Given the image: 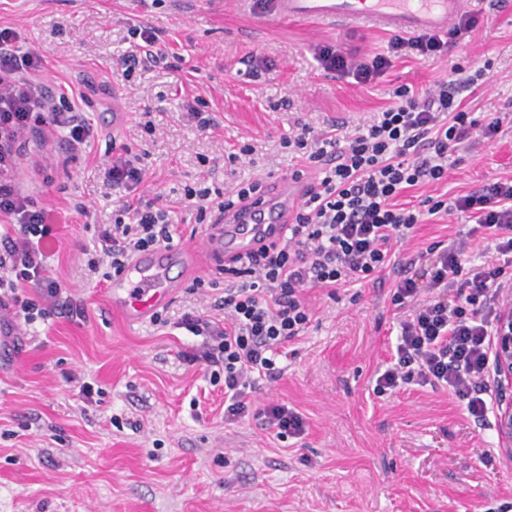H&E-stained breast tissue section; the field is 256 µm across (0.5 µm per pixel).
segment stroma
Wrapping results in <instances>:
<instances>
[{
	"label": "stroma",
	"instance_id": "35a3bbf8",
	"mask_svg": "<svg viewBox=\"0 0 512 512\" xmlns=\"http://www.w3.org/2000/svg\"><path fill=\"white\" fill-rule=\"evenodd\" d=\"M470 13L479 24L465 41L430 58L393 59L382 78L361 84L320 69L315 46L368 57L386 52L391 32L268 24L242 0L220 8L213 0H0V24L19 32L20 46L39 49L41 82L80 104L95 127L72 161L66 129L45 126L18 170L20 187L56 223L44 248L81 312L36 321L19 348L0 354V512H512V458L496 416L475 420L457 397L427 386L374 391L396 340L393 273L332 298L308 291L306 334L278 357L280 378L259 379L252 395L255 407L284 403L305 418V435L282 441L250 416L225 423L223 385L182 358L202 339L180 319L215 301L213 290L190 289L205 268L184 276L162 322L131 325L88 277L80 251L93 243L92 225L112 221L117 195L103 170L124 147L147 170L142 193L176 202L179 246L201 243L206 230L179 205L185 187L228 194L302 168L282 145L300 124L332 123L337 137L350 136L396 87L418 91L447 80L453 64L487 61L484 83L459 97L478 116L502 111L512 101V0H472ZM138 24L155 28L171 56L126 76L116 62L133 51L129 30ZM116 86L126 110L117 133ZM195 92L218 128L202 132L183 118ZM245 144L255 146L253 159L230 161ZM457 157L447 181L412 188L403 202L511 178L512 123L494 144ZM78 201L90 205V220L73 212ZM470 226L462 213L427 214L394 249L417 259ZM86 383L94 388L87 399Z\"/></svg>",
	"mask_w": 512,
	"mask_h": 512
}]
</instances>
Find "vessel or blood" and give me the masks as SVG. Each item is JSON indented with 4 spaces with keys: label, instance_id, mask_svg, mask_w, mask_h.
I'll list each match as a JSON object with an SVG mask.
<instances>
[{
    "label": "vessel or blood",
    "instance_id": "obj_1",
    "mask_svg": "<svg viewBox=\"0 0 512 512\" xmlns=\"http://www.w3.org/2000/svg\"><path fill=\"white\" fill-rule=\"evenodd\" d=\"M468 0H260L259 12L270 22L337 26L358 30L379 27L405 34H445L457 24ZM307 175L278 177L244 204L227 211L206 231L211 262L244 255L279 241L303 199ZM196 261L193 252L163 248L133 257L112 275V306L127 320L140 323L168 303L179 288L180 271Z\"/></svg>",
    "mask_w": 512,
    "mask_h": 512
}]
</instances>
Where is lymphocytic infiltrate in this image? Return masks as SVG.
Here are the masks:
<instances>
[{"label": "lymphocytic infiltrate", "mask_w": 512, "mask_h": 512, "mask_svg": "<svg viewBox=\"0 0 512 512\" xmlns=\"http://www.w3.org/2000/svg\"><path fill=\"white\" fill-rule=\"evenodd\" d=\"M477 25L463 17L448 36L421 34L395 37L387 53L370 61L351 62L327 44L314 58L326 72L367 83L381 77L392 57L413 53L428 57L445 42H459ZM18 36L0 25V308L14 322L32 324L60 309L63 284L51 273L43 244L53 234L50 213L15 183L26 137L49 123L67 131V151L82 152L94 133L85 113L59 111L52 93L39 81L43 59L36 48L19 49ZM452 80L417 93L394 90L391 102L356 128L347 139L334 130L300 133L285 147L304 155L311 181L304 200L284 238L235 257L218 270L217 278H195L193 287H223L215 302L223 323L209 315L184 313L183 325L206 337L201 352L188 360L211 372L224 385V420L235 423L248 415L282 439L304 434L302 415L287 405L271 403L253 409L255 376L278 378L276 358L282 347L304 335L313 313L306 295L315 288L335 297L339 288L358 282H382L387 269L397 271L391 303L400 313L395 350L375 380L377 393L417 385L455 395L469 414L485 419L494 409L488 385L493 338L502 316L501 296L512 288V178L496 179L452 199L427 197L425 210L400 204L411 188L439 184L455 165L460 146H474L477 138L497 136L503 115L480 122L468 112L458 94L485 79V68L465 74L452 66ZM145 171L138 157L122 150L104 170V184L124 191L112 221L100 225L98 242L87 260L91 272L109 267L120 272L136 254L170 247L176 232L171 209L162 195L139 196ZM261 183L241 184L232 196L209 188L184 190L185 209L195 211L197 223L248 200ZM463 212L477 228L498 238L494 259L472 264L470 236L452 239L447 246H430L429 263L416 265L397 258L394 244L411 237L423 214Z\"/></svg>", "instance_id": "obj_1"}]
</instances>
